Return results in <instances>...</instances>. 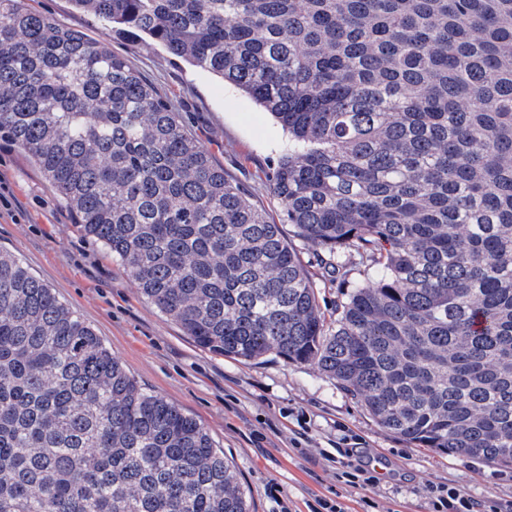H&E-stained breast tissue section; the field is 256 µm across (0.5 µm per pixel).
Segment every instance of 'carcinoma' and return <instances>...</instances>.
<instances>
[{"mask_svg":"<svg viewBox=\"0 0 512 512\" xmlns=\"http://www.w3.org/2000/svg\"><path fill=\"white\" fill-rule=\"evenodd\" d=\"M270 112L278 220L125 56L0 0V134L202 348L315 363L419 448L512 468V0H72ZM355 282L327 321L281 233ZM0 512H250L204 425L0 252Z\"/></svg>","mask_w":512,"mask_h":512,"instance_id":"1","label":"carcinoma"}]
</instances>
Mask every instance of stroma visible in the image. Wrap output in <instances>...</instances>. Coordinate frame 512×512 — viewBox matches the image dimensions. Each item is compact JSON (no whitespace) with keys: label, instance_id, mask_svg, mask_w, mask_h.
<instances>
[{"label":"stroma","instance_id":"stroma-1","mask_svg":"<svg viewBox=\"0 0 512 512\" xmlns=\"http://www.w3.org/2000/svg\"><path fill=\"white\" fill-rule=\"evenodd\" d=\"M30 6L125 55L252 203L277 212L265 178L289 136L251 97L171 59L150 40L133 42L113 33L71 0H30ZM0 192L10 201L0 210V250L14 254L78 311L142 387L209 430L237 470L251 512H309L315 498H334L336 466L326 456L346 434L362 436L371 455L391 464L390 476L371 494L378 512H429L419 491L426 482L512 501V469L414 447L377 424L315 364H289L273 355L241 362L198 347L142 297L119 262L79 231L74 214L40 169L3 140ZM292 245L328 318H335L349 280L378 275L377 268L360 265L348 277L337 276L303 242Z\"/></svg>","mask_w":512,"mask_h":512}]
</instances>
